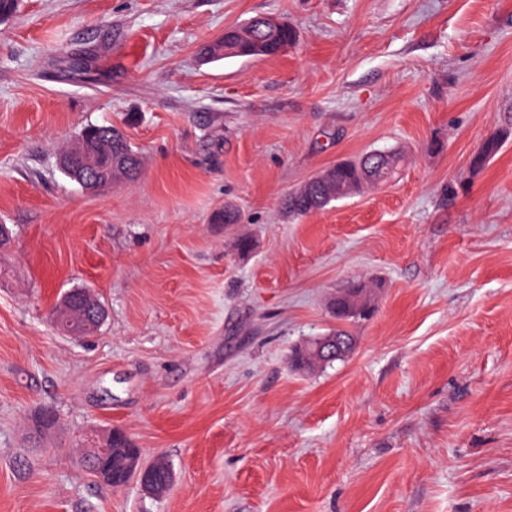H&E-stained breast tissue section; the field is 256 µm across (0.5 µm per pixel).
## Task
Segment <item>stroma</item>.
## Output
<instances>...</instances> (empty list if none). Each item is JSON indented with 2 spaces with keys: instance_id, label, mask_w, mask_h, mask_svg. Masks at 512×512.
Segmentation results:
<instances>
[{
  "instance_id": "stroma-1",
  "label": "stroma",
  "mask_w": 512,
  "mask_h": 512,
  "mask_svg": "<svg viewBox=\"0 0 512 512\" xmlns=\"http://www.w3.org/2000/svg\"><path fill=\"white\" fill-rule=\"evenodd\" d=\"M257 16L275 57L200 47ZM88 124L136 179L60 171ZM512 0H20L0 23V512H512ZM386 184L291 216L337 160ZM239 220L217 222L226 204ZM251 238L248 254L237 239ZM355 279L375 312L340 325ZM90 289L96 338L58 335ZM346 327L312 372L292 349ZM123 432L175 474L105 484ZM111 127L112 126L105 125L86 126L82 131H85L88 139L85 141L70 142L63 153L67 155L78 154L80 148L86 143L87 140L94 142L105 134V130L113 131L112 151L106 150L110 145V141H108L106 138H101L97 142L96 153H111L113 171L116 169L120 175L126 178H133L139 171L140 161H136L134 158V156H138V154L135 150H133L125 135L117 128ZM65 154H62L59 158L60 166L69 170L71 177L81 186L82 189L89 192H94L103 187L104 183L100 180L99 174L96 171L93 158H90V160L83 167L72 170L69 167L68 158ZM73 299H80L86 316L83 317L81 325L72 327L71 335H74V337H86L96 333L106 318V312L103 305L87 291L74 290L63 298L59 306L60 312H57L54 318V326L56 327L60 321L65 319L64 315L68 318L70 317L68 309ZM352 348V341L336 332V335L324 337L316 344L314 351L316 358L314 361L315 363H322L344 359ZM163 459L160 458L155 461L147 476V480L158 494L167 490L172 483L173 472L165 461L166 459Z\"/></svg>"
}]
</instances>
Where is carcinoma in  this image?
Segmentation results:
<instances>
[{"label":"carcinoma","mask_w":512,"mask_h":512,"mask_svg":"<svg viewBox=\"0 0 512 512\" xmlns=\"http://www.w3.org/2000/svg\"><path fill=\"white\" fill-rule=\"evenodd\" d=\"M246 35L254 41L266 44L265 56L271 57L281 53V48L291 44L295 39L294 31L290 28L282 29L272 35L253 17L240 25H233L224 29L226 49L234 50L243 45L240 36ZM105 125H88L84 128L89 141L94 142L105 134ZM112 134V168L120 175L132 178L139 171L140 161L135 159L136 151L128 142L125 135L117 128L109 129ZM501 138H490L483 146L481 152L473 158V165L480 167L487 158L495 154L500 147ZM398 161L397 154L391 151H369L356 160H345L336 163L316 178L310 180L300 191L288 197L286 208L293 216H303L321 210L331 202L348 197L363 188L365 185H374L385 181L391 175L394 165ZM332 313L336 320L346 321L356 316L351 310H371L367 285L362 281L351 283L349 286L336 292L331 303ZM363 319V316L356 317ZM112 469L102 472L101 479L111 486L127 483V474L130 462L133 460L134 446L122 433L112 436ZM173 472L163 459L155 461L147 480L154 490L161 494L172 483Z\"/></svg>","instance_id":"obj_1"}]
</instances>
